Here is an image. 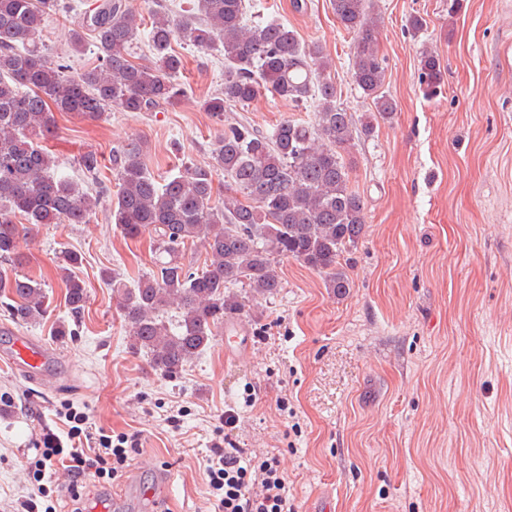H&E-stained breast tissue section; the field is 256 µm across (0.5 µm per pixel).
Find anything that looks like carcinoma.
I'll return each instance as SVG.
<instances>
[{
	"label": "carcinoma",
	"instance_id": "obj_1",
	"mask_svg": "<svg viewBox=\"0 0 512 512\" xmlns=\"http://www.w3.org/2000/svg\"><path fill=\"white\" fill-rule=\"evenodd\" d=\"M194 2L188 15L153 13L147 29L152 58L137 63L132 55L145 24L128 0H101L85 21L97 64L74 73L37 41L57 0H0V262L21 263L16 217L32 226L86 224L104 195L57 173L42 146L56 129L55 113L95 121L111 108L154 112L177 103L185 95L177 81L184 64L173 41L224 56V90L204 101L219 117L228 104L244 106L267 94L296 105L317 103L312 124L285 117L260 132L240 121L224 123L211 163L187 166L163 185L145 165L143 143L112 147V221L127 237L153 233L158 258L156 270L131 286L113 272L104 280L119 296L131 348L168 377L207 349L224 321L244 315L250 301L277 296L275 264L282 258L318 271L326 288L346 295L347 255L362 236L365 208L343 152L358 134L371 133L374 121L396 112L382 92L386 60L377 48L373 0H332L338 22L356 35L353 81L375 108L362 120L337 103L319 44H303L280 23L250 20L245 0ZM418 81L426 95L440 91L443 74L434 54H422ZM80 165L88 182L103 184L95 154H84ZM221 173L229 187L218 200L215 176ZM196 242L205 257L195 268L183 255ZM65 287L77 314L86 288L70 275ZM1 297L10 300L8 317L18 324L47 312L42 283L25 275L0 277Z\"/></svg>",
	"mask_w": 512,
	"mask_h": 512
}]
</instances>
